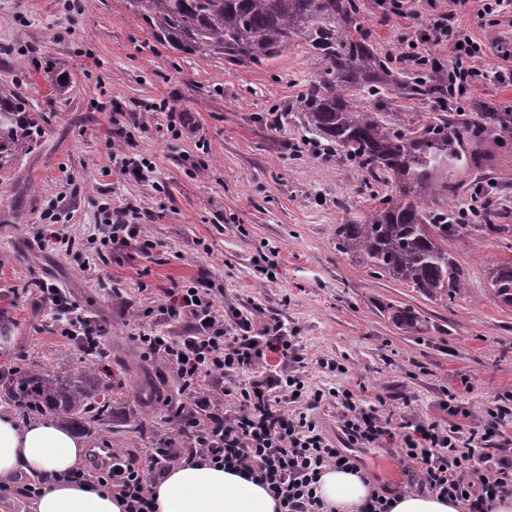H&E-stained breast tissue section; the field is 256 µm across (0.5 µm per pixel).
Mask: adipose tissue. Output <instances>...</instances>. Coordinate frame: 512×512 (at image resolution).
<instances>
[{
	"label": "adipose tissue",
	"mask_w": 512,
	"mask_h": 512,
	"mask_svg": "<svg viewBox=\"0 0 512 512\" xmlns=\"http://www.w3.org/2000/svg\"><path fill=\"white\" fill-rule=\"evenodd\" d=\"M87 443L52 419L27 423L0 411V487L26 477L38 487L31 512H125L122 499L93 482L69 478L81 464ZM154 512H280L266 488L235 470L200 459L173 466L153 486ZM368 479L329 468L318 494L333 512H361L369 497Z\"/></svg>",
	"instance_id": "ef3b65f1"
}]
</instances>
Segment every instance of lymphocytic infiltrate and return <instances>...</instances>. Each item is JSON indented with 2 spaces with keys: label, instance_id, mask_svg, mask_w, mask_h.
Instances as JSON below:
<instances>
[{
  "label": "lymphocytic infiltrate",
  "instance_id": "1",
  "mask_svg": "<svg viewBox=\"0 0 512 512\" xmlns=\"http://www.w3.org/2000/svg\"><path fill=\"white\" fill-rule=\"evenodd\" d=\"M451 11L429 15L420 41L449 48L456 61L448 69V102L458 104L484 78L485 48L455 27L457 9L474 4L483 16L497 17L512 0H450ZM94 241L100 251L120 252L140 244L138 225L104 212ZM42 298L54 310L61 336L78 342L85 354L100 348L101 330L92 327L61 288L42 284ZM169 319L187 325L183 336L142 334L151 354L163 357L182 382L188 401L173 415L174 434L161 436L144 456L112 454L94 471L72 473L75 481L95 477L99 486L121 498L126 512H153L151 487L156 477L179 460L202 458L237 469L266 486L280 512H326L317 493L322 472L344 467L360 472V461L333 447L313 417L324 394L309 390L302 372L287 368L296 352L279 323L256 324L224 308L202 282L167 290ZM342 431L348 446L379 448L398 441V461L409 488L456 503L460 512H490L492 503L512 496V452L484 448L485 434L448 429L436 420L419 422L393 437L379 409L363 410L352 391L338 395Z\"/></svg>",
  "mask_w": 512,
  "mask_h": 512
}]
</instances>
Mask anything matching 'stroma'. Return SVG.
<instances>
[{
    "label": "stroma",
    "mask_w": 512,
    "mask_h": 512,
    "mask_svg": "<svg viewBox=\"0 0 512 512\" xmlns=\"http://www.w3.org/2000/svg\"><path fill=\"white\" fill-rule=\"evenodd\" d=\"M358 3L392 72H425L404 54L448 0H412L407 18L378 0ZM455 22L485 44L484 65L496 70L500 47L512 44V12L461 11ZM48 71L65 77L64 92L45 80ZM315 76L301 41L262 64L235 65L161 43L124 0H0V83L41 116L32 149L0 170V362H37L61 375L86 363L23 289L58 284L105 324L98 379L121 398L111 434L87 435L90 449L150 447L154 427L186 401L173 372L169 399L144 400L139 379L156 359L138 336L150 328L184 335L160 308L172 283L196 280L209 283L225 311L282 324L312 387L350 389L362 406L394 411L402 424H484L492 447L512 448V308L495 302L488 281L492 264L512 262V131L495 132L483 166L464 177L468 199L472 186L494 185L507 228L492 239L476 231L450 239L466 291L451 303L431 300L338 251L337 225L362 223L378 202L368 175L314 144L302 124L298 101ZM173 110L183 122H172ZM442 112L438 95L394 92L384 117L409 127ZM129 157L151 161V172L124 174ZM106 203L140 225L151 251L96 255L91 235ZM63 223L73 247L50 236ZM392 305L414 308L419 329L395 325ZM449 391L462 394L468 416L444 410ZM495 398L504 411L486 419ZM141 427L146 435L135 436ZM352 453L379 483L403 485L386 450Z\"/></svg>",
    "instance_id": "35a3bbf8"
}]
</instances>
